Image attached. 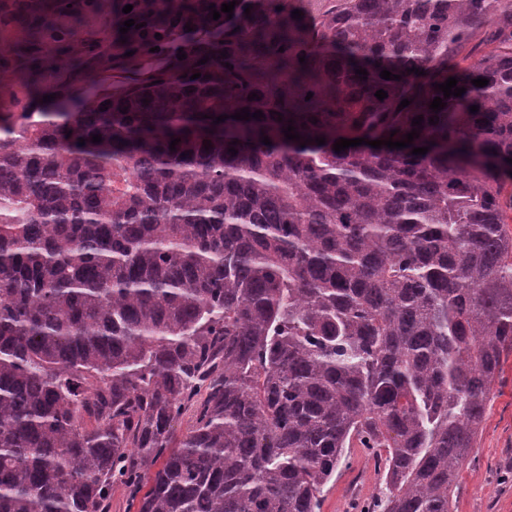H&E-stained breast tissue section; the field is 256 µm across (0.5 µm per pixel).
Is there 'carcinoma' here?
I'll return each instance as SVG.
<instances>
[{"label": "carcinoma", "instance_id": "carcinoma-1", "mask_svg": "<svg viewBox=\"0 0 512 512\" xmlns=\"http://www.w3.org/2000/svg\"><path fill=\"white\" fill-rule=\"evenodd\" d=\"M509 158L512 0H244L206 63L0 125V512H320L355 445L366 512H453L512 352Z\"/></svg>", "mask_w": 512, "mask_h": 512}]
</instances>
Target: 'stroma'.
<instances>
[{"label":"stroma","instance_id":"stroma-1","mask_svg":"<svg viewBox=\"0 0 512 512\" xmlns=\"http://www.w3.org/2000/svg\"><path fill=\"white\" fill-rule=\"evenodd\" d=\"M126 0L100 9L96 0H0V117L38 112L43 98L27 83L38 67L44 86L68 94L84 86L87 71L120 85L158 67L156 53L136 31L120 34ZM80 56H72V43ZM335 482L329 483L321 512H366L379 476L370 450L348 449ZM455 512H512V355L503 362L476 446L468 456L455 493Z\"/></svg>","mask_w":512,"mask_h":512}]
</instances>
